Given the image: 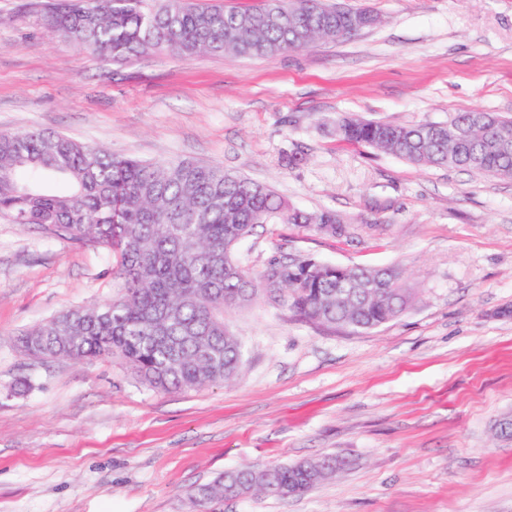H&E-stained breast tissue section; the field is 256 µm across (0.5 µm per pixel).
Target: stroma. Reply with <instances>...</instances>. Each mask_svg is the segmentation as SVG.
Segmentation results:
<instances>
[{
  "label": "stroma",
  "instance_id": "stroma-1",
  "mask_svg": "<svg viewBox=\"0 0 512 512\" xmlns=\"http://www.w3.org/2000/svg\"><path fill=\"white\" fill-rule=\"evenodd\" d=\"M26 2L0 0V131L214 164L298 209L335 211L344 236L266 224L235 257L255 275L275 258L395 265L417 301L354 332L258 295L224 314L242 344L237 374L160 393L116 357L21 352L20 331L117 297L115 259L0 218V512H193L188 490L224 472L324 456L346 469L302 496L213 510L512 512V437L498 428L512 418V180L334 134L340 114L512 117V0H344L378 24L284 55L123 63L50 35Z\"/></svg>",
  "mask_w": 512,
  "mask_h": 512
}]
</instances>
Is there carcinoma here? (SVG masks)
<instances>
[{
	"instance_id": "carcinoma-1",
	"label": "carcinoma",
	"mask_w": 512,
	"mask_h": 512,
	"mask_svg": "<svg viewBox=\"0 0 512 512\" xmlns=\"http://www.w3.org/2000/svg\"><path fill=\"white\" fill-rule=\"evenodd\" d=\"M51 34L114 62L167 51L272 56L316 39L360 31L368 10L322 0H263L257 8H198L186 0H50L37 10ZM451 121L467 138L423 122L336 120V139L394 154L418 166L454 167L512 180V151L487 129L512 137V119L460 112ZM0 218L33 224L77 245L97 244L115 257L121 294L89 303L24 330V354L43 360L123 359L137 379L161 392H187L235 376L241 343L224 326V310L258 293L301 318L369 330L410 308L414 293L395 267H343L312 258L273 260L258 277L233 257L236 245L263 224L315 225L346 232L333 211L291 207L268 187L223 167L191 160L146 162L49 131L0 133ZM348 289L351 297L336 300ZM333 457L293 465L247 466L195 487L190 499L208 512L218 499L259 492L279 499L323 481L308 469Z\"/></svg>"
}]
</instances>
